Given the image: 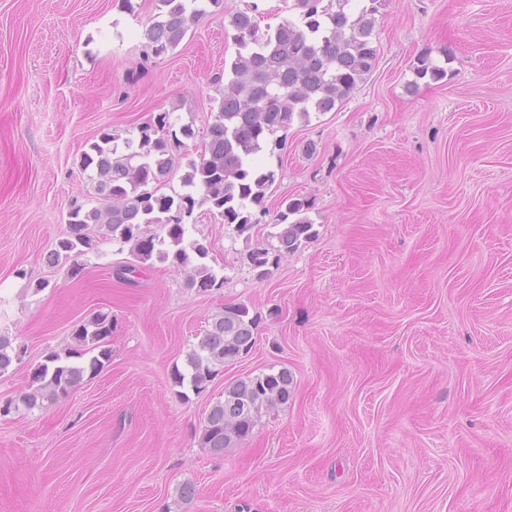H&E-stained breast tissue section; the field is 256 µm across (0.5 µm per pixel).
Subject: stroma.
Wrapping results in <instances>:
<instances>
[{"instance_id":"obj_1","label":"stroma","mask_w":512,"mask_h":512,"mask_svg":"<svg viewBox=\"0 0 512 512\" xmlns=\"http://www.w3.org/2000/svg\"><path fill=\"white\" fill-rule=\"evenodd\" d=\"M249 3L263 26L293 16L290 0H224L149 58L157 0H0V336L22 351L0 398L82 321L112 320L102 371L0 416V512H512V0H386L367 79L269 137L259 224L241 236L197 214L223 288L159 262L127 282L128 251L103 238L79 276L49 262L70 209L96 203L81 156L102 131L168 115L179 186ZM424 54L443 79L415 80ZM286 197L312 200L315 231L288 253ZM239 302L260 318L254 348L183 394L175 368ZM272 367L292 374L288 404L239 448L200 447L225 385Z\"/></svg>"}]
</instances>
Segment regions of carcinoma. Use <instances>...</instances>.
I'll return each instance as SVG.
<instances>
[{
	"label": "carcinoma",
	"mask_w": 512,
	"mask_h": 512,
	"mask_svg": "<svg viewBox=\"0 0 512 512\" xmlns=\"http://www.w3.org/2000/svg\"><path fill=\"white\" fill-rule=\"evenodd\" d=\"M159 12L144 38L151 54L160 57L181 44L191 27L206 14V5L223 0H159ZM384 0H292L296 18L276 28H261L251 5L231 17L237 53L217 109L211 114L204 153L190 160L180 189L164 192L174 167L168 139L162 135L165 116L138 128L133 138L104 130L81 158L91 169L97 205L72 208L69 234L49 256L81 273V257L93 249L98 228L119 244L131 245L136 262H167L186 275V286L199 292L220 288L224 276L209 265V247L189 233L197 210L235 225L242 235L258 223L254 208L263 207L275 173L254 164L270 135L287 130L312 112H331L348 98L373 70L377 60L374 30ZM415 79L437 81L444 67L427 54L413 64ZM312 202L285 198L280 203L276 237L285 252L314 235L307 216ZM155 225L157 232L148 231ZM247 261L258 278L269 274V251L253 248ZM258 315L244 303H230L211 318L209 329L188 353L186 371L175 370V384L189 383L201 393L217 368L249 353L255 344ZM112 320L95 313L72 333L77 349L54 352L29 375L16 398L0 401V415L24 407L32 410L67 397L88 373L95 374L112 357ZM79 361H71L72 357ZM21 360L7 336H0V374ZM293 377L287 368L241 377L224 386V400L209 410L198 434L200 447L215 454L238 448L263 415L288 404Z\"/></svg>",
	"instance_id": "cac0c4a2"
}]
</instances>
